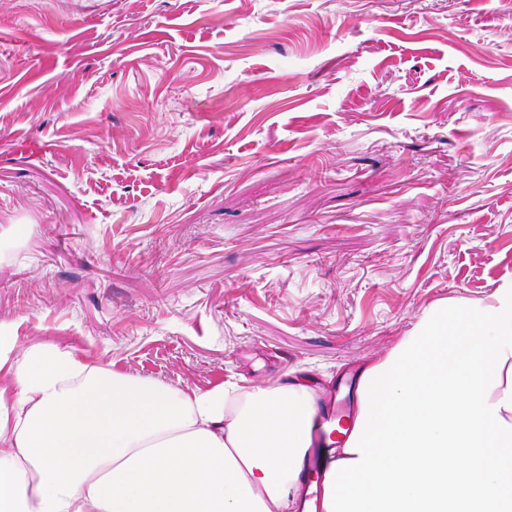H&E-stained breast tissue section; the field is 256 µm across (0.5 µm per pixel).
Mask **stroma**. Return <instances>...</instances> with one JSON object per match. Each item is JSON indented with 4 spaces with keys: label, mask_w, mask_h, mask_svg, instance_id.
Instances as JSON below:
<instances>
[{
    "label": "stroma",
    "mask_w": 512,
    "mask_h": 512,
    "mask_svg": "<svg viewBox=\"0 0 512 512\" xmlns=\"http://www.w3.org/2000/svg\"><path fill=\"white\" fill-rule=\"evenodd\" d=\"M509 282L512 0H0V339L352 413Z\"/></svg>",
    "instance_id": "stroma-1"
}]
</instances>
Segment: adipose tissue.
<instances>
[{"label": "adipose tissue", "mask_w": 512, "mask_h": 512, "mask_svg": "<svg viewBox=\"0 0 512 512\" xmlns=\"http://www.w3.org/2000/svg\"><path fill=\"white\" fill-rule=\"evenodd\" d=\"M0 512H512V283L442 303L361 373L344 440L310 379L173 389L0 345Z\"/></svg>", "instance_id": "1"}]
</instances>
